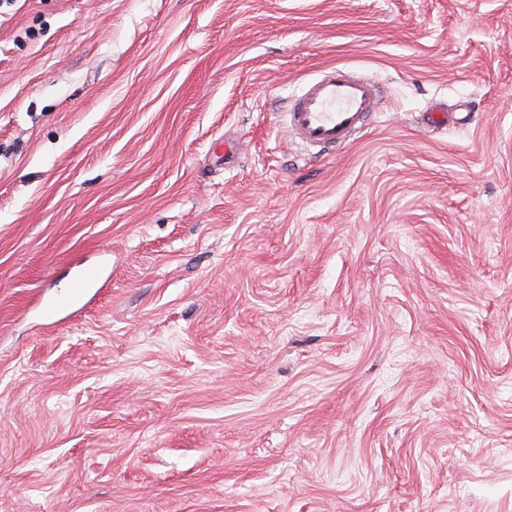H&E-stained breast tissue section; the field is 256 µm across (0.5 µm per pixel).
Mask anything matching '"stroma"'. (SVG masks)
<instances>
[{"mask_svg": "<svg viewBox=\"0 0 512 512\" xmlns=\"http://www.w3.org/2000/svg\"><path fill=\"white\" fill-rule=\"evenodd\" d=\"M0 512H512V0H0ZM381 99L375 82L330 66L288 102L283 114L292 137L311 154L324 155L357 138L379 111ZM94 278L95 273H86L74 284L73 290L69 295L59 299L55 304L46 305L44 307L46 319H53L59 309L70 305L86 288H89Z\"/></svg>", "mask_w": 512, "mask_h": 512, "instance_id": "35a3bbf8", "label": "stroma"}]
</instances>
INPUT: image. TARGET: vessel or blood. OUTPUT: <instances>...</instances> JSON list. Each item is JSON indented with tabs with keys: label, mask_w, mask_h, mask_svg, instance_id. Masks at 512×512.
<instances>
[{
	"label": "vessel or blood",
	"mask_w": 512,
	"mask_h": 512,
	"mask_svg": "<svg viewBox=\"0 0 512 512\" xmlns=\"http://www.w3.org/2000/svg\"><path fill=\"white\" fill-rule=\"evenodd\" d=\"M381 99L375 82L346 68L330 66L289 101L286 127L307 151L329 154L347 146L365 130L369 119L379 111ZM93 279V273H86L74 284L71 295L46 305V319H53L58 309L70 305Z\"/></svg>",
	"instance_id": "vessel-or-blood-1"
}]
</instances>
